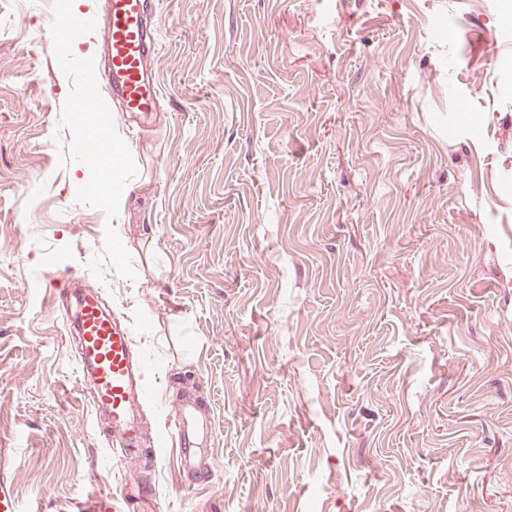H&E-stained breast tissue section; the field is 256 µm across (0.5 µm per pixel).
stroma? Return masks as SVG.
I'll return each mask as SVG.
<instances>
[{
  "label": "stroma",
  "mask_w": 512,
  "mask_h": 512,
  "mask_svg": "<svg viewBox=\"0 0 512 512\" xmlns=\"http://www.w3.org/2000/svg\"><path fill=\"white\" fill-rule=\"evenodd\" d=\"M151 8L159 109L100 96L105 182L74 110L103 83L47 31L65 0L0 13V466L20 512H124L138 470L159 512H512V0ZM79 285L146 361L153 464L115 460L82 393L75 298L55 296ZM189 396L209 484L169 440ZM77 151L85 160L97 168L102 180L109 177L115 161L112 141L107 136L103 125L89 123L81 133Z\"/></svg>",
  "instance_id": "obj_1"
}]
</instances>
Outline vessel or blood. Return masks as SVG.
<instances>
[{"label": "vessel or blood", "instance_id": "b4317fda", "mask_svg": "<svg viewBox=\"0 0 512 512\" xmlns=\"http://www.w3.org/2000/svg\"><path fill=\"white\" fill-rule=\"evenodd\" d=\"M101 42L107 53V90L122 111L141 115L153 110L158 87L151 60L158 46L159 27L150 17L147 0H104ZM78 152L109 177L115 161L112 142L103 125H86ZM74 331L81 339L80 373L90 391L95 412L110 418L116 441L134 446L143 431L136 411L148 394L131 338L101 305L97 293L84 292ZM196 405L183 400L176 416V436L183 459H190L199 443L191 428ZM0 512H19L15 480L0 468Z\"/></svg>", "mask_w": 512, "mask_h": 512}]
</instances>
